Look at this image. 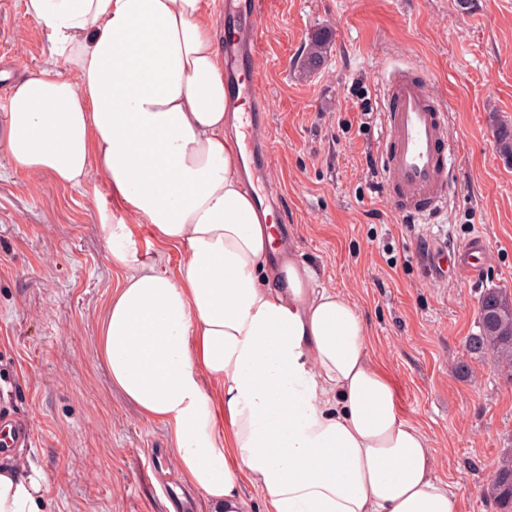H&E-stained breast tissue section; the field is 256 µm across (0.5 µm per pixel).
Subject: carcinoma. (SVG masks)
I'll use <instances>...</instances> for the list:
<instances>
[{"label":"carcinoma","instance_id":"1","mask_svg":"<svg viewBox=\"0 0 512 512\" xmlns=\"http://www.w3.org/2000/svg\"><path fill=\"white\" fill-rule=\"evenodd\" d=\"M329 41L326 31L311 37L301 58L303 73L312 74L324 67ZM496 144L499 155L512 162L511 127L502 125L496 129ZM479 310V332L468 337L467 352L481 358L490 351L498 362L512 367V295L498 288L487 289L481 296ZM486 494L499 512H512V448L497 457L494 478Z\"/></svg>","mask_w":512,"mask_h":512}]
</instances>
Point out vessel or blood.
<instances>
[{
	"label": "vessel or blood",
	"instance_id": "1",
	"mask_svg": "<svg viewBox=\"0 0 512 512\" xmlns=\"http://www.w3.org/2000/svg\"><path fill=\"white\" fill-rule=\"evenodd\" d=\"M224 23L229 35L224 45V85L230 101L248 102L245 127L249 135L247 161L259 172L271 161L266 139L269 102L260 90L262 78L254 67L262 26L256 0H225ZM383 122L386 136L380 147L382 189L398 214L422 218L434 214L448 197L451 146L446 108L411 70L395 69L385 89ZM486 245L473 237L464 258L455 247L428 249L425 268L438 277L444 265L462 263L470 276H478Z\"/></svg>",
	"mask_w": 512,
	"mask_h": 512
}]
</instances>
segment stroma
<instances>
[{
  "instance_id": "1",
  "label": "stroma",
  "mask_w": 512,
  "mask_h": 512,
  "mask_svg": "<svg viewBox=\"0 0 512 512\" xmlns=\"http://www.w3.org/2000/svg\"><path fill=\"white\" fill-rule=\"evenodd\" d=\"M256 65L270 102L272 162L256 189L281 187L288 250L364 315L400 415L419 426L460 512H498L484 490L512 448V369L471 358L479 300L512 293V163L495 145L512 127V0H258ZM331 35L324 69L301 76L304 46ZM51 59V45L0 0V98ZM414 69L448 107L454 176L431 220L400 217L381 185L380 112L391 69ZM104 179L83 190L51 176H0V370L20 378L0 414L31 420L34 442L10 461L52 479L48 512H169L146 467L168 430L116 391L97 355L100 320L120 276L101 227L116 222ZM482 235L479 277L428 281L424 243Z\"/></svg>"
}]
</instances>
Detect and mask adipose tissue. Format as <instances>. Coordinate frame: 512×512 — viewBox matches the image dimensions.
I'll return each mask as SVG.
<instances>
[{"mask_svg": "<svg viewBox=\"0 0 512 512\" xmlns=\"http://www.w3.org/2000/svg\"><path fill=\"white\" fill-rule=\"evenodd\" d=\"M220 2L24 0L54 61L0 106V155L64 187L104 176L122 276L97 354L141 416L167 425L170 460L208 512H247V485L265 512H459L358 307L310 266L273 261L271 214L241 177ZM136 224L182 250L176 273L139 257ZM51 491L40 467L0 463V512H45Z\"/></svg>", "mask_w": 512, "mask_h": 512, "instance_id": "adipose-tissue-1", "label": "adipose tissue"}]
</instances>
